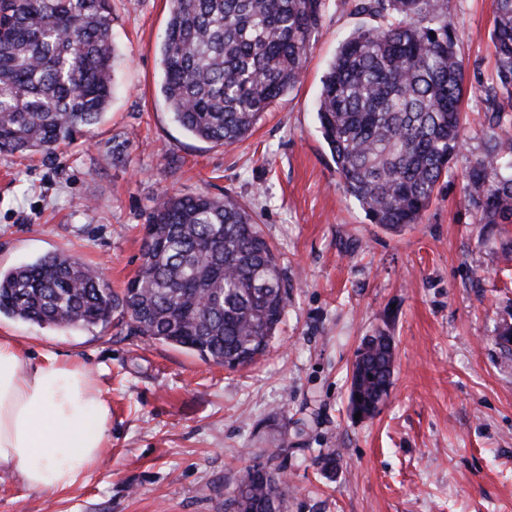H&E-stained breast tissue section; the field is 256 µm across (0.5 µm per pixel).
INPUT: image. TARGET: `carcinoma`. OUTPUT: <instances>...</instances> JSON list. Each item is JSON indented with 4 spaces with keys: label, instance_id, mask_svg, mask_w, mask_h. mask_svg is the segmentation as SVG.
Wrapping results in <instances>:
<instances>
[{
    "label": "carcinoma",
    "instance_id": "1",
    "mask_svg": "<svg viewBox=\"0 0 512 512\" xmlns=\"http://www.w3.org/2000/svg\"><path fill=\"white\" fill-rule=\"evenodd\" d=\"M324 0H171L161 44L164 104L192 137L245 140L302 77ZM381 20L341 44L317 118L346 193L371 223H420L458 154L465 68L444 18L448 0H357ZM111 0H0V152L52 154L99 122L112 99ZM497 90L486 152L463 176L479 224H512V0H495ZM288 283L252 215L230 196L163 194L147 218L141 263L123 295L64 254L0 271V313L59 329L108 324L229 369L263 356L288 306ZM396 352L363 338L351 414L372 418ZM280 474L262 462L234 488L235 512H284Z\"/></svg>",
    "mask_w": 512,
    "mask_h": 512
}]
</instances>
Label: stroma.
<instances>
[{
    "instance_id": "35a3bbf8",
    "label": "stroma",
    "mask_w": 512,
    "mask_h": 512,
    "mask_svg": "<svg viewBox=\"0 0 512 512\" xmlns=\"http://www.w3.org/2000/svg\"><path fill=\"white\" fill-rule=\"evenodd\" d=\"M494 9L448 0L466 72L462 149L421 223L393 232L346 195L317 119L339 45L376 18L326 0L301 82L225 147L187 134L163 103L169 0H112L101 120L50 155L0 153V269L64 253L120 293L160 195L228 193L274 245L290 300L267 353L234 370L131 335L117 314L73 330L0 314L23 355L84 363L112 402L84 485L51 494L0 471V512H224L258 454L286 477V512H512V352L494 341L512 318V224H478L462 192L486 145ZM380 331L396 344L393 387L357 420L352 364Z\"/></svg>"
}]
</instances>
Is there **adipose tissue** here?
Listing matches in <instances>:
<instances>
[{
	"mask_svg": "<svg viewBox=\"0 0 512 512\" xmlns=\"http://www.w3.org/2000/svg\"><path fill=\"white\" fill-rule=\"evenodd\" d=\"M112 403L82 364L26 359L0 336V471L32 490L84 484L108 437Z\"/></svg>",
	"mask_w": 512,
	"mask_h": 512,
	"instance_id": "obj_1",
	"label": "adipose tissue"
}]
</instances>
